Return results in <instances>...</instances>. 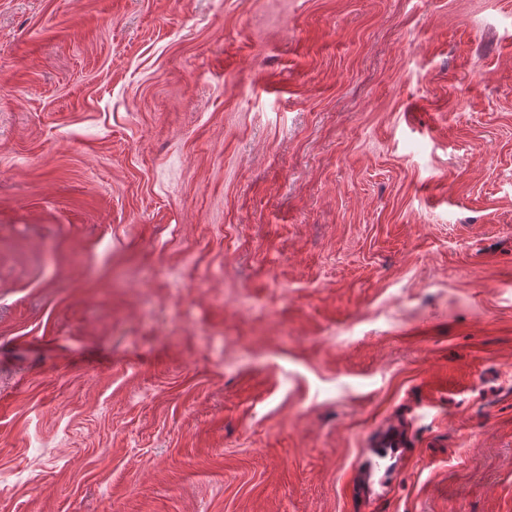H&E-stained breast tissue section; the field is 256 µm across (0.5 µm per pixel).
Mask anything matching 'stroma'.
Listing matches in <instances>:
<instances>
[{
	"label": "stroma",
	"mask_w": 512,
	"mask_h": 512,
	"mask_svg": "<svg viewBox=\"0 0 512 512\" xmlns=\"http://www.w3.org/2000/svg\"><path fill=\"white\" fill-rule=\"evenodd\" d=\"M0 512H512V0H0ZM374 448H366L363 456L366 462H370L371 468L379 466V460L385 458L387 448L400 447L399 436L395 430H387L380 435L371 445Z\"/></svg>",
	"instance_id": "1"
}]
</instances>
